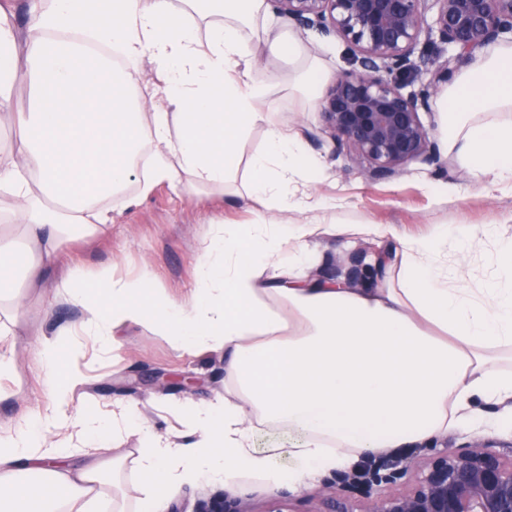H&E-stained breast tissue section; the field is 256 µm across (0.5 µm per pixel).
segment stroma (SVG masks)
<instances>
[{
    "label": "stroma",
    "mask_w": 512,
    "mask_h": 512,
    "mask_svg": "<svg viewBox=\"0 0 512 512\" xmlns=\"http://www.w3.org/2000/svg\"><path fill=\"white\" fill-rule=\"evenodd\" d=\"M271 33H296L322 60L332 74L350 67L346 44L315 30L293 31L287 20L271 14ZM257 80L269 88L268 104L277 111L280 121L296 132L311 154L319 158L323 171L317 180L305 187L309 201H336V221L340 224H381L398 235L425 238L450 224H469L480 228L493 227L491 236L481 238L470 247L445 249L443 265L457 268L463 283L480 287L500 272V240L512 238V192L485 188L474 182L469 171L449 154L446 143H439V157L429 162H409L401 174L372 181L363 176L347 151H336L320 112L306 109L301 95L288 89V65L283 61L260 58L255 72ZM268 128L260 124L245 136L241 146L242 161L232 169L224 184L223 195L198 198L176 183L158 185L147 197L129 188L134 203L123 207L121 200L113 205L119 210L112 229L94 240L69 244L64 248V261H78L88 268L113 265L123 275L148 267L155 282L176 299L191 298L196 287L195 266L198 244L212 223L252 224L260 214L246 197L245 189L251 172L249 158L263 145ZM446 182L453 186L449 196L440 197L430 190L431 183ZM366 240L355 244L329 238L310 240V250L325 255L324 263L309 267V274L346 275L352 255L366 247ZM47 291L27 288L22 300L27 309L17 341L19 359L18 385L14 396L0 400V423L9 424L28 406L45 401L43 371L34 349L25 336L46 324ZM87 356L93 362L92 379L75 395L76 403L89 407L104 404L114 397H131L141 401L145 421L155 431H170L174 422L153 402L158 393L150 382L155 372L190 373L199 384L191 392L197 400H208L224 387V359L217 353L177 356L162 337L135 327L125 331L123 346L109 354L98 350L92 340L81 337ZM365 493L362 481L354 480L339 486L335 476L319 478L314 486L296 490L288 486L270 490L253 485L236 491L235 496L247 503L252 512H261L264 502L273 496L286 500L291 512H321L324 495L361 499Z\"/></svg>",
    "instance_id": "obj_1"
}]
</instances>
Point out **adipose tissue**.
I'll return each mask as SVG.
<instances>
[{"label":"adipose tissue","mask_w":512,"mask_h":512,"mask_svg":"<svg viewBox=\"0 0 512 512\" xmlns=\"http://www.w3.org/2000/svg\"><path fill=\"white\" fill-rule=\"evenodd\" d=\"M268 16L267 0H30L20 27L12 0H0V124L19 130L0 152V380L17 374L19 282L77 312L31 340L47 400L0 431V512H89L99 502L125 512L111 478L130 438L132 512H167L204 481L302 489L366 452L512 430V275L474 291L456 286L455 270L436 272L442 244L476 237L461 226L399 241L359 288L307 277L308 238L388 231L322 222L290 193L315 180L320 162L278 125L250 162L247 193L270 216L210 225L191 300L167 295L146 268L119 276L109 265H62L65 242L108 232L104 201L129 184L142 197L175 180L199 195L223 189L241 136L268 122L253 47ZM269 48L288 61L289 88L314 103L330 78L319 57L290 35ZM146 61L155 80L144 78ZM21 87L23 112L13 106ZM437 106L449 152L475 178L512 186V41L474 57ZM131 327L179 354L223 355L222 396L164 400L184 432L157 433L135 401L75 408L90 380L75 337L114 349ZM261 426L287 429V447L257 450Z\"/></svg>","instance_id":"adipose-tissue-1"}]
</instances>
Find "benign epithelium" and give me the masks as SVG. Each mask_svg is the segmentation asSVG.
<instances>
[{
  "label": "benign epithelium",
  "instance_id": "1",
  "mask_svg": "<svg viewBox=\"0 0 512 512\" xmlns=\"http://www.w3.org/2000/svg\"><path fill=\"white\" fill-rule=\"evenodd\" d=\"M300 29H317L343 41L353 68L329 84L321 114L338 147L347 149L371 180L397 175L409 161L436 158L432 130L420 113L431 93L481 50L512 32V0H270ZM434 12L433 21L427 14ZM453 50L431 59L429 78H418L414 54L420 44ZM152 382L189 391L190 377L163 372ZM327 512H512V458L489 447L447 448L435 456L404 492H375L360 505L333 498Z\"/></svg>",
  "mask_w": 512,
  "mask_h": 512
}]
</instances>
